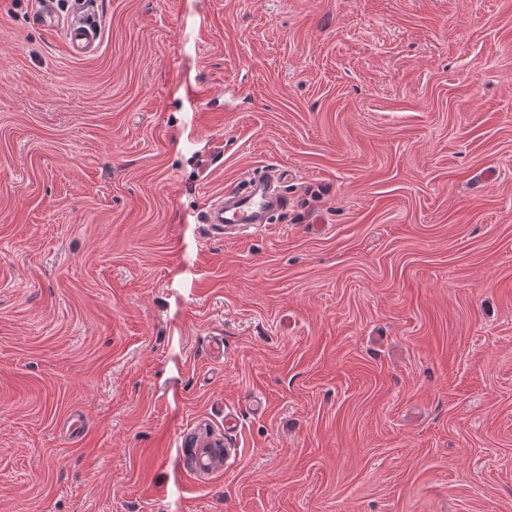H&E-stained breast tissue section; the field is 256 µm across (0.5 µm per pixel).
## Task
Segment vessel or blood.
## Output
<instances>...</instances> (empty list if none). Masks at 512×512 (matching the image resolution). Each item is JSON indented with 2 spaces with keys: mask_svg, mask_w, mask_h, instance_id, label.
<instances>
[{
  "mask_svg": "<svg viewBox=\"0 0 512 512\" xmlns=\"http://www.w3.org/2000/svg\"><path fill=\"white\" fill-rule=\"evenodd\" d=\"M102 28L95 13L78 10L64 23V44L74 58H87L97 53ZM276 178L268 173L247 174L237 180L220 197L202 210L204 224H268L288 206V200L275 188Z\"/></svg>",
  "mask_w": 512,
  "mask_h": 512,
  "instance_id": "obj_1",
  "label": "vessel or blood"
}]
</instances>
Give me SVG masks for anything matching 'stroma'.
Returning <instances> with one entry per match:
<instances>
[{"label":"stroma","mask_w":512,"mask_h":512,"mask_svg":"<svg viewBox=\"0 0 512 512\" xmlns=\"http://www.w3.org/2000/svg\"><path fill=\"white\" fill-rule=\"evenodd\" d=\"M91 6L0 0V512H512V0ZM102 28L95 13L84 7L71 14L64 23V44L73 58H87L98 52ZM274 175L247 174L224 195L210 201L201 211L199 223L272 224V218L288 207V199L275 188Z\"/></svg>","instance_id":"35a3bbf8"}]
</instances>
